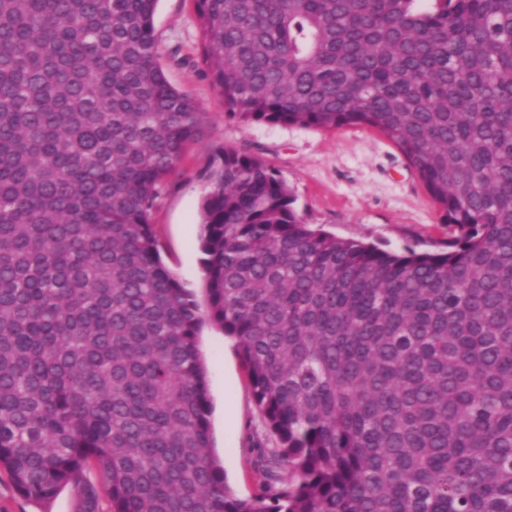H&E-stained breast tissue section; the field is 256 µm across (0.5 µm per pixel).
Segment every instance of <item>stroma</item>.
Segmentation results:
<instances>
[{
    "label": "stroma",
    "instance_id": "obj_1",
    "mask_svg": "<svg viewBox=\"0 0 512 512\" xmlns=\"http://www.w3.org/2000/svg\"><path fill=\"white\" fill-rule=\"evenodd\" d=\"M154 27L168 81L189 92L206 114L202 140L189 146L153 213L161 255L186 288H201L202 173L223 147L253 154L271 166L287 183L304 223L387 250L444 248L448 226L441 212L385 135L366 126L321 130L246 123L229 116L201 62L202 33L192 0H160ZM201 349L212 400L213 453L233 492L248 498L258 490L253 462L269 439L234 341L208 325ZM81 503L80 489L69 485L50 503L37 505L20 496L0 471V512H79Z\"/></svg>",
    "mask_w": 512,
    "mask_h": 512
}]
</instances>
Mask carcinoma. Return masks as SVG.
Here are the masks:
<instances>
[{"label": "carcinoma", "instance_id": "1", "mask_svg": "<svg viewBox=\"0 0 512 512\" xmlns=\"http://www.w3.org/2000/svg\"><path fill=\"white\" fill-rule=\"evenodd\" d=\"M194 2L224 112L380 131L446 250L314 229L226 148L197 299L152 224L204 125L158 0H0V468L81 512H512V0ZM207 323L277 440L250 498L210 452Z\"/></svg>", "mask_w": 512, "mask_h": 512}]
</instances>
